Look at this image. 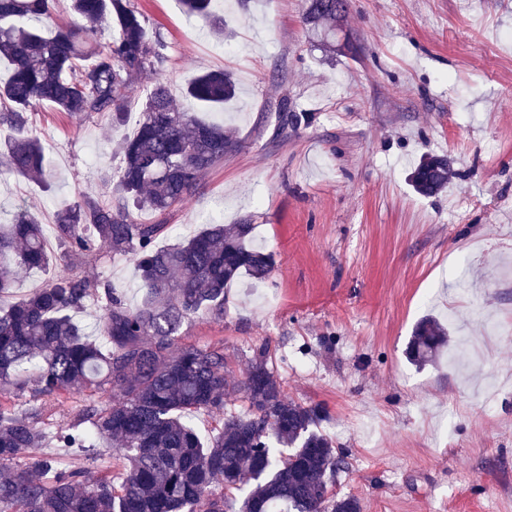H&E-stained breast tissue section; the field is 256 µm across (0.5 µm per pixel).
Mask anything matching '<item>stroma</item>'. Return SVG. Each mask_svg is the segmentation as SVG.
<instances>
[{
	"label": "stroma",
	"mask_w": 512,
	"mask_h": 512,
	"mask_svg": "<svg viewBox=\"0 0 512 512\" xmlns=\"http://www.w3.org/2000/svg\"><path fill=\"white\" fill-rule=\"evenodd\" d=\"M132 2L165 37L178 108L200 111L185 96L196 74L237 82L210 114L237 152L142 221L186 238L247 221L275 260L266 281L225 289L223 317L186 320L182 344L223 346L238 380L269 343L288 396L323 407L321 430L348 455L336 491L362 512H512V329L492 328L512 320V0H349L331 52L301 0H217L235 31L223 41L178 0ZM146 90L133 85L121 123L40 106L51 177L0 174V223L22 207L49 227L57 204L108 198ZM284 98L313 124L275 133ZM428 153L455 176L423 197L409 174ZM87 272L139 305L130 257L102 250ZM428 315L447 351L418 366L406 348Z\"/></svg>",
	"instance_id": "stroma-1"
}]
</instances>
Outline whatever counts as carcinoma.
<instances>
[{
  "mask_svg": "<svg viewBox=\"0 0 512 512\" xmlns=\"http://www.w3.org/2000/svg\"><path fill=\"white\" fill-rule=\"evenodd\" d=\"M190 16L211 17L212 0H181ZM76 21L52 26L51 0H0V60L11 72L0 84V166L45 180L46 157L33 124L50 104L70 117L119 121L137 80L150 86L135 135L119 145L122 166L113 198L82 195L61 206L53 256L43 224L26 209L0 224V390L33 396L89 397L71 424L53 425L42 407L0 401V512H361L353 496L335 491L346 453L319 430L322 412L283 390L269 366L270 347L252 350L243 380L232 381L224 348L181 347L184 321L224 316V289L248 276L270 277L273 255L251 245L252 224H208L193 237L158 247L168 224L136 222L135 212L162 213L182 202L199 176L234 151L231 129L181 111L159 77L166 41L130 0H70ZM348 0H303V20L335 35ZM112 31L103 46L90 34ZM206 107L236 94L225 71L192 78L186 88ZM311 116L283 99L275 131L298 130ZM444 155L427 154L412 173L423 196L448 187ZM109 249L132 258L143 292L128 306L111 283L83 271ZM59 270L42 287L10 303L17 270ZM92 307L104 341L96 342L74 314ZM446 344L442 324L426 318L407 348L417 364ZM107 400L95 399L98 392ZM246 411L226 409L236 392ZM222 416L207 439L185 420ZM113 444L112 462L94 482L88 465ZM249 490H244V486Z\"/></svg>",
  "mask_w": 512,
  "mask_h": 512,
  "instance_id": "cac0c4a2",
  "label": "carcinoma"
}]
</instances>
